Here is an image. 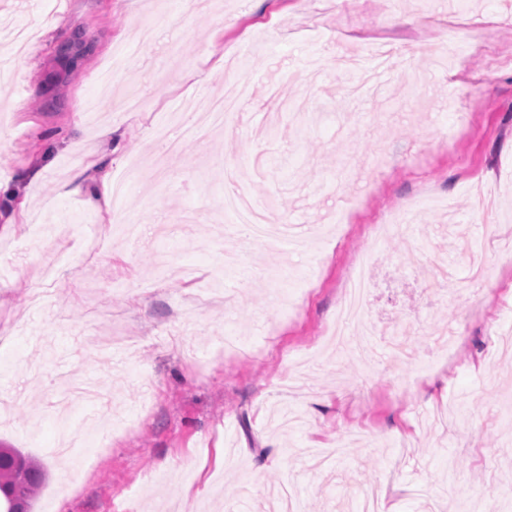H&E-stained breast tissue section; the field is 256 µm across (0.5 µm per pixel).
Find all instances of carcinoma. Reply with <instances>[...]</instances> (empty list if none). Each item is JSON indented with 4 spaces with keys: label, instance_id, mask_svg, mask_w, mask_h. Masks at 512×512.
I'll return each instance as SVG.
<instances>
[{
    "label": "carcinoma",
    "instance_id": "carcinoma-1",
    "mask_svg": "<svg viewBox=\"0 0 512 512\" xmlns=\"http://www.w3.org/2000/svg\"><path fill=\"white\" fill-rule=\"evenodd\" d=\"M48 471L15 448H0V495L3 512L18 507L32 509L37 490L48 479Z\"/></svg>",
    "mask_w": 512,
    "mask_h": 512
}]
</instances>
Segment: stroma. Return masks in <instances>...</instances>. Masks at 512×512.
Returning a JSON list of instances; mask_svg holds the SVG:
<instances>
[{
    "instance_id": "1",
    "label": "stroma",
    "mask_w": 512,
    "mask_h": 512,
    "mask_svg": "<svg viewBox=\"0 0 512 512\" xmlns=\"http://www.w3.org/2000/svg\"><path fill=\"white\" fill-rule=\"evenodd\" d=\"M460 9L512 50V0H0V442L50 473L32 512L512 505V57ZM235 84L226 128L162 156L181 99ZM133 160L138 241L58 195ZM229 170L308 251L240 236ZM365 253L360 356L321 336Z\"/></svg>"
}]
</instances>
